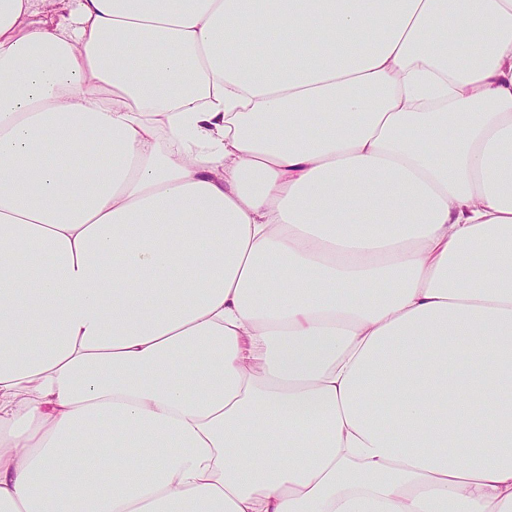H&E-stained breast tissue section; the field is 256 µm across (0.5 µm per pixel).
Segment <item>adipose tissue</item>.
<instances>
[{
	"mask_svg": "<svg viewBox=\"0 0 512 512\" xmlns=\"http://www.w3.org/2000/svg\"><path fill=\"white\" fill-rule=\"evenodd\" d=\"M0 512H512V0H0Z\"/></svg>",
	"mask_w": 512,
	"mask_h": 512,
	"instance_id": "obj_1",
	"label": "adipose tissue"
}]
</instances>
